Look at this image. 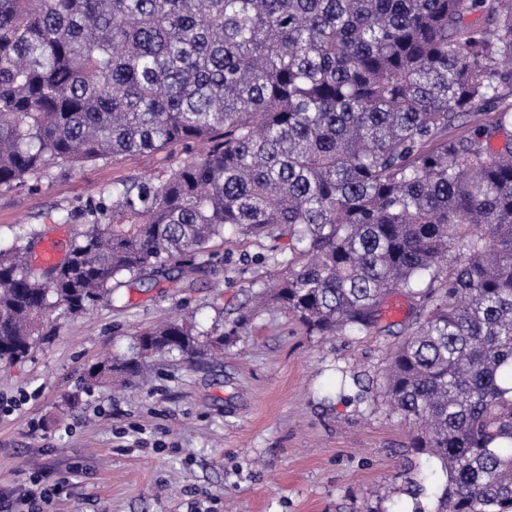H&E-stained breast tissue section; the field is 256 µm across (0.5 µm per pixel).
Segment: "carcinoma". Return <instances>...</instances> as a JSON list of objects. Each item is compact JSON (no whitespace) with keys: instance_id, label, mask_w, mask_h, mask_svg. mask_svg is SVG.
Here are the masks:
<instances>
[{"instance_id":"obj_1","label":"carcinoma","mask_w":512,"mask_h":512,"mask_svg":"<svg viewBox=\"0 0 512 512\" xmlns=\"http://www.w3.org/2000/svg\"><path fill=\"white\" fill-rule=\"evenodd\" d=\"M512 0H0V187L60 162L208 151L124 183L66 259L0 249V362L57 308L118 302L228 229L288 228L300 260L272 299L328 336L374 325L403 289L416 328L385 375L411 445L447 481L434 512H512ZM479 111L490 125L450 129ZM224 348L162 322L143 354ZM106 357L91 384L131 375Z\"/></svg>"}]
</instances>
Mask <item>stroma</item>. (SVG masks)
Masks as SVG:
<instances>
[{
    "mask_svg": "<svg viewBox=\"0 0 512 512\" xmlns=\"http://www.w3.org/2000/svg\"><path fill=\"white\" fill-rule=\"evenodd\" d=\"M202 150L63 163L0 187V249L37 233L68 250L89 203ZM300 249L285 229L229 230L196 257L192 283L175 270L126 281L121 309L54 310L49 336L0 363V493L20 499L37 475L60 487L56 512H432L446 475L411 448L385 396L390 354L414 327L410 298L395 292L399 318L329 336L255 306ZM185 315L223 325V353H156L125 385L88 386L100 356L136 357L142 332Z\"/></svg>",
    "mask_w": 512,
    "mask_h": 512,
    "instance_id": "35a3bbf8",
    "label": "stroma"
}]
</instances>
